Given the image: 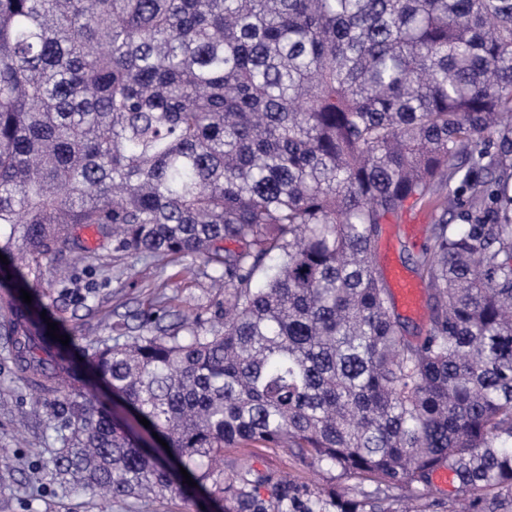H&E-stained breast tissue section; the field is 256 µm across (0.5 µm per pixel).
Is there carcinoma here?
Returning <instances> with one entry per match:
<instances>
[{"mask_svg":"<svg viewBox=\"0 0 512 512\" xmlns=\"http://www.w3.org/2000/svg\"><path fill=\"white\" fill-rule=\"evenodd\" d=\"M439 216L416 260L434 298L411 340L380 225ZM202 261L224 315L85 349L144 448L91 393L60 390L11 294L20 380L57 394L46 461L95 496L183 494L224 512H432L446 467L471 512H512V0H0V262L43 302L64 248ZM289 448L349 496L224 449Z\"/></svg>","mask_w":512,"mask_h":512,"instance_id":"cac0c4a2","label":"carcinoma"}]
</instances>
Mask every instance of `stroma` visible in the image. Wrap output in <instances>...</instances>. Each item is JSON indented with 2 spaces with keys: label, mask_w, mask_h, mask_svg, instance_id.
<instances>
[{
  "label": "stroma",
  "mask_w": 512,
  "mask_h": 512,
  "mask_svg": "<svg viewBox=\"0 0 512 512\" xmlns=\"http://www.w3.org/2000/svg\"><path fill=\"white\" fill-rule=\"evenodd\" d=\"M432 209L415 206L405 222L383 225L377 262L381 268L397 264L415 273L412 257L429 242ZM63 267L70 292L60 295L55 269ZM41 279L48 301L53 302L52 320L64 336L114 342L117 335L142 334V311H165L166 328L179 325L184 316L213 319L224 294L202 272L185 273L179 265L153 257L112 253L98 249L84 259L72 261L69 252L56 255L43 265ZM9 310L0 305V448L12 454L10 468L0 469V512H134V504L98 497L59 485L46 476L42 461L52 448L50 412L40 390L23 385L12 360L8 334ZM256 468L271 467L317 486L339 483L355 491L354 479L335 480L332 472L302 464L287 448H230L224 452V467L241 463Z\"/></svg>",
  "instance_id": "obj_1"
}]
</instances>
